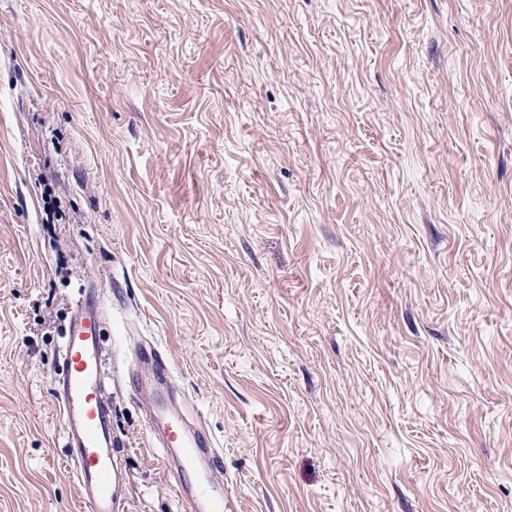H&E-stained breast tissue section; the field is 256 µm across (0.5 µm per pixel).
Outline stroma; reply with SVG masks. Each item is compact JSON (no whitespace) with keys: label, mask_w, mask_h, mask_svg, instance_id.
Here are the masks:
<instances>
[{"label":"stroma","mask_w":512,"mask_h":512,"mask_svg":"<svg viewBox=\"0 0 512 512\" xmlns=\"http://www.w3.org/2000/svg\"><path fill=\"white\" fill-rule=\"evenodd\" d=\"M100 291L126 512H512V0H0V512H84L52 378ZM156 394L154 406L145 414L144 423L152 437L166 448L163 459L173 474L176 492L193 511H230L237 502L233 483L226 479L219 481L214 478V473L201 474L198 470L197 460L201 453L210 457L211 470H216L220 454L212 448L211 438L200 431L192 442H186L183 418L168 411L167 390L158 389ZM173 448H182L176 463L171 462Z\"/></svg>","instance_id":"1"}]
</instances>
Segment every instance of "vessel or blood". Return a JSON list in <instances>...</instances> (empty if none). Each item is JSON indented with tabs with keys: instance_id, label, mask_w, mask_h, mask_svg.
<instances>
[{
	"instance_id": "b4317fda",
	"label": "vessel or blood",
	"mask_w": 512,
	"mask_h": 512,
	"mask_svg": "<svg viewBox=\"0 0 512 512\" xmlns=\"http://www.w3.org/2000/svg\"><path fill=\"white\" fill-rule=\"evenodd\" d=\"M102 330L100 294L93 288L73 308L56 398L70 449L67 462L82 489L86 512H125L124 500L115 491L123 473L112 436V406L102 391ZM166 395L165 389H158L144 423L161 447L181 451L178 461L169 466L178 495L191 512H230L237 502L232 483L200 473L197 465L200 454L215 461L219 452L206 432L185 440L184 420L169 412Z\"/></svg>"
}]
</instances>
